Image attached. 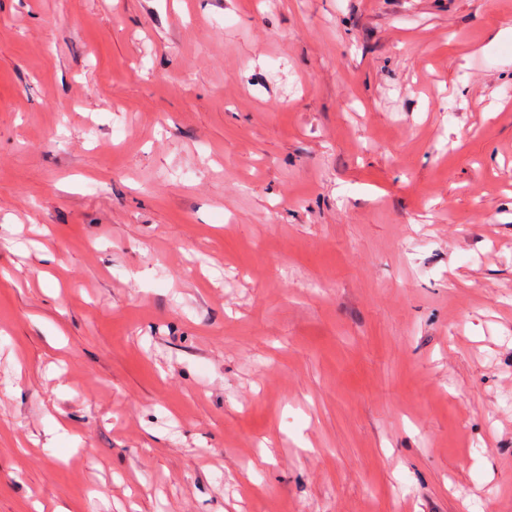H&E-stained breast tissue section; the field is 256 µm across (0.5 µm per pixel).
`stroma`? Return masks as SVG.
I'll return each instance as SVG.
<instances>
[{"mask_svg":"<svg viewBox=\"0 0 512 512\" xmlns=\"http://www.w3.org/2000/svg\"><path fill=\"white\" fill-rule=\"evenodd\" d=\"M512 512V0H0V512Z\"/></svg>","mask_w":512,"mask_h":512,"instance_id":"1","label":"stroma"}]
</instances>
